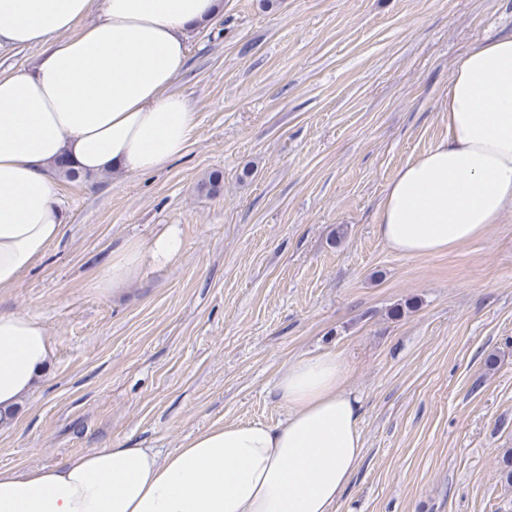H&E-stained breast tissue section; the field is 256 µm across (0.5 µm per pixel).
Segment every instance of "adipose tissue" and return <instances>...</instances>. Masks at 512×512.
Listing matches in <instances>:
<instances>
[{"label":"adipose tissue","mask_w":512,"mask_h":512,"mask_svg":"<svg viewBox=\"0 0 512 512\" xmlns=\"http://www.w3.org/2000/svg\"><path fill=\"white\" fill-rule=\"evenodd\" d=\"M101 18L87 23L93 8ZM223 0H0V45H43L30 70L0 73V288L60 239L58 160L78 175H146L181 157L198 117L172 86L188 35ZM448 134L390 182L376 232L427 256L481 237L512 211V34L457 60ZM179 225L113 250L94 283L109 295L182 253ZM53 355L34 317L0 312V418H11ZM336 352L291 362L275 425L233 422L168 452L97 448L52 468L0 470V512H335L364 452L361 405Z\"/></svg>","instance_id":"obj_1"}]
</instances>
